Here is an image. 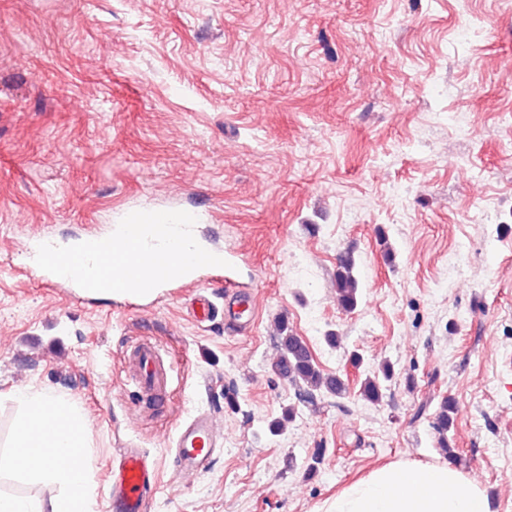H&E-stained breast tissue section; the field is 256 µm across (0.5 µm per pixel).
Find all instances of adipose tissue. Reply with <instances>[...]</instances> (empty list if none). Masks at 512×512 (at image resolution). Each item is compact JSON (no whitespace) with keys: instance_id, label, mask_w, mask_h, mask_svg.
<instances>
[{"instance_id":"ef3b65f1","label":"adipose tissue","mask_w":512,"mask_h":512,"mask_svg":"<svg viewBox=\"0 0 512 512\" xmlns=\"http://www.w3.org/2000/svg\"><path fill=\"white\" fill-rule=\"evenodd\" d=\"M25 407L16 422L13 443L0 453V474L54 486L55 498L0 493V512H93L90 476V429L82 409L47 392L19 391ZM73 464L63 468L61 455ZM318 512H493L480 483L450 461L429 463L400 459L370 471L329 498Z\"/></svg>"}]
</instances>
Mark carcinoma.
<instances>
[{"instance_id":"cac0c4a2","label":"carcinoma","mask_w":512,"mask_h":512,"mask_svg":"<svg viewBox=\"0 0 512 512\" xmlns=\"http://www.w3.org/2000/svg\"><path fill=\"white\" fill-rule=\"evenodd\" d=\"M355 259L349 252L341 254L336 262L334 276L337 304L344 311L356 310L359 302L358 280L355 274ZM280 357L274 364V370L282 377L294 383H301L310 391L324 390L342 398L349 393L348 380L343 377L324 375L315 363L304 339L287 326L280 327ZM391 366H381L372 376L365 377L359 388V396L372 404L382 402L386 386L392 378ZM458 413V403L448 396L441 399L434 412V427L439 434L438 448L448 458L458 457L456 444L448 437Z\"/></svg>"}]
</instances>
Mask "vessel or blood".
Returning <instances> with one entry per match:
<instances>
[{
  "label": "vessel or blood",
  "mask_w": 512,
  "mask_h": 512,
  "mask_svg": "<svg viewBox=\"0 0 512 512\" xmlns=\"http://www.w3.org/2000/svg\"><path fill=\"white\" fill-rule=\"evenodd\" d=\"M172 230L166 246L144 238L134 224L125 225L118 235L91 233L76 242L40 234L27 247L25 269L47 285L92 300L104 293L151 298L173 282H193L197 271L223 268V253L199 240L195 225L173 224ZM224 286L227 323L237 327L244 316L257 314L254 294L237 290L229 278ZM124 365L139 407L164 408L170 399L174 367L162 359L158 347L149 341L136 344L126 352ZM174 446V478L199 473L221 446L212 417L199 412L181 423ZM118 457L110 480L112 512H142L145 494L160 483L157 466L139 448L120 449Z\"/></svg>",
  "instance_id": "vessel-or-blood-1"
}]
</instances>
